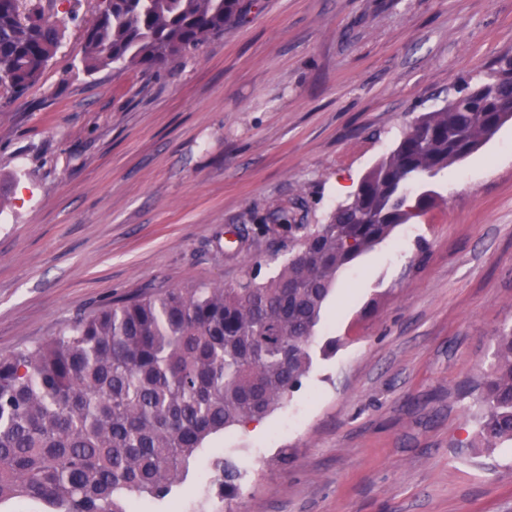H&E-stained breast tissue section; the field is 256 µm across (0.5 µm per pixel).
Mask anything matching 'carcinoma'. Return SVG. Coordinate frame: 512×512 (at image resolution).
I'll return each mask as SVG.
<instances>
[{
    "label": "carcinoma",
    "mask_w": 512,
    "mask_h": 512,
    "mask_svg": "<svg viewBox=\"0 0 512 512\" xmlns=\"http://www.w3.org/2000/svg\"><path fill=\"white\" fill-rule=\"evenodd\" d=\"M242 15L241 0H100L85 30L88 74L158 71ZM62 34L41 0H0V70L16 96L34 85ZM487 98H512V57L496 62ZM457 109L426 112L339 203L325 224L277 212L265 234H288V259L264 280L166 288L80 319L58 336L0 358V505L36 512H144L167 504L207 443L261 419L301 389L337 273L423 214L435 178L489 139L490 113L464 93ZM487 448L512 445V328L496 339L479 384ZM243 472L224 460L219 490L238 495Z\"/></svg>",
    "instance_id": "obj_1"
}]
</instances>
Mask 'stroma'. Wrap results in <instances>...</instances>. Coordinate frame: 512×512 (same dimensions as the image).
<instances>
[{"instance_id": "1", "label": "stroma", "mask_w": 512, "mask_h": 512, "mask_svg": "<svg viewBox=\"0 0 512 512\" xmlns=\"http://www.w3.org/2000/svg\"><path fill=\"white\" fill-rule=\"evenodd\" d=\"M62 46L0 87V358L161 288L274 275L272 213L325 223L422 113L512 55V0H254L160 72L81 70L96 0H42ZM420 217L341 271L302 388L225 431L234 512H512L475 385L512 326V120L428 184ZM222 480L219 483V490L224 499L231 500L238 495L240 490L243 472L238 464L225 459L222 467Z\"/></svg>"}]
</instances>
